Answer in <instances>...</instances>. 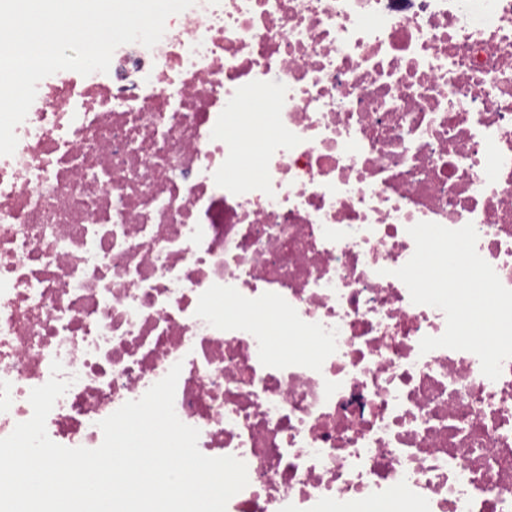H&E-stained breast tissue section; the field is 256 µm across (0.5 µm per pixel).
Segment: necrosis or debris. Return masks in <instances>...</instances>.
Returning a JSON list of instances; mask_svg holds the SVG:
<instances>
[{
  "instance_id": "necrosis-or-debris-1",
  "label": "necrosis or debris",
  "mask_w": 512,
  "mask_h": 512,
  "mask_svg": "<svg viewBox=\"0 0 512 512\" xmlns=\"http://www.w3.org/2000/svg\"><path fill=\"white\" fill-rule=\"evenodd\" d=\"M15 133L0 438L52 361L47 434L89 449L178 363L177 417L247 468L226 512H512V358L421 353L446 317L394 275L409 227L470 223L512 289V0H195Z\"/></svg>"
}]
</instances>
